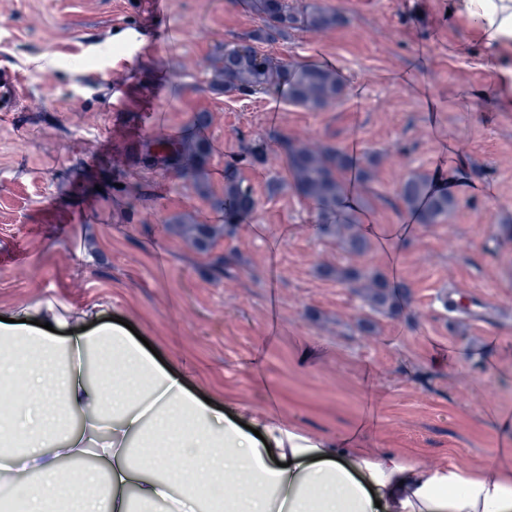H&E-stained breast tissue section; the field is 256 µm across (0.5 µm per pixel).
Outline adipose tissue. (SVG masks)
<instances>
[{
	"label": "adipose tissue",
	"mask_w": 512,
	"mask_h": 512,
	"mask_svg": "<svg viewBox=\"0 0 512 512\" xmlns=\"http://www.w3.org/2000/svg\"><path fill=\"white\" fill-rule=\"evenodd\" d=\"M483 49L492 96L512 112V0H448ZM0 321V488L25 512H512V469L421 467L399 452L313 435L266 416L224 414L96 308L25 304ZM66 328L58 336L49 326ZM95 463L67 472L66 460Z\"/></svg>",
	"instance_id": "1"
}]
</instances>
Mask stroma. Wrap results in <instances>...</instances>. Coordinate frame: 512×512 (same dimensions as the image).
I'll use <instances>...</instances> for the list:
<instances>
[{
	"instance_id": "1",
	"label": "stroma",
	"mask_w": 512,
	"mask_h": 512,
	"mask_svg": "<svg viewBox=\"0 0 512 512\" xmlns=\"http://www.w3.org/2000/svg\"><path fill=\"white\" fill-rule=\"evenodd\" d=\"M344 25L298 30L264 53L334 69L345 97L322 112L289 104L287 92L227 98L206 91L209 59L257 27L249 0H165L139 27L134 0H0V70L26 86L0 111V316L37 301L79 311L99 303L104 318L134 326L200 395L241 416L267 413L304 432L360 434L422 466L448 460L496 467L512 414V112L464 92L489 87L478 57L456 48L466 28L449 26L445 0H318ZM281 115L272 123L269 112ZM207 112L214 194L241 136L263 143L264 166L242 170L257 207L212 255L233 252L236 277L210 278L212 255L171 234L172 216L220 224L194 184L173 171L135 166L138 138L188 134ZM380 154L359 221L373 227L361 265L382 269L404 211L397 190L412 172L455 168L465 157L491 195H458L445 223L399 247L403 287L396 316L375 315L360 335V298L322 278L345 263L317 229L314 205L293 190L269 196L286 176L281 136ZM138 200L113 193L116 169ZM24 260L11 261L15 242ZM279 285L280 321L265 331L267 284ZM483 294L485 326L453 325L439 296Z\"/></svg>"
}]
</instances>
